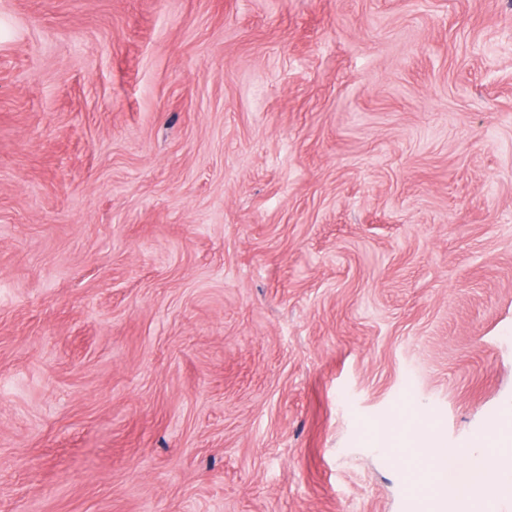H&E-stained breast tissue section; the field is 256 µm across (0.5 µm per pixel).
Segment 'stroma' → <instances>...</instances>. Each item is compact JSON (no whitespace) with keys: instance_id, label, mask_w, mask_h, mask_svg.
<instances>
[{"instance_id":"stroma-1","label":"stroma","mask_w":512,"mask_h":512,"mask_svg":"<svg viewBox=\"0 0 512 512\" xmlns=\"http://www.w3.org/2000/svg\"><path fill=\"white\" fill-rule=\"evenodd\" d=\"M510 418L512 0H0V512H500Z\"/></svg>"}]
</instances>
